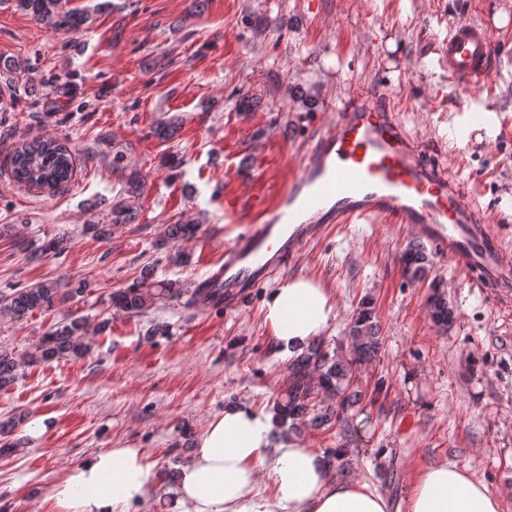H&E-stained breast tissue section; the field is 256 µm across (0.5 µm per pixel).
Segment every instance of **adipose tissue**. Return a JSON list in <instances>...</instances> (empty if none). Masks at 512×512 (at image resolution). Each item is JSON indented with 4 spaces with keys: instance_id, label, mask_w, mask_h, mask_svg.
I'll return each instance as SVG.
<instances>
[{
    "instance_id": "ef3b65f1",
    "label": "adipose tissue",
    "mask_w": 512,
    "mask_h": 512,
    "mask_svg": "<svg viewBox=\"0 0 512 512\" xmlns=\"http://www.w3.org/2000/svg\"><path fill=\"white\" fill-rule=\"evenodd\" d=\"M278 345L302 351L336 318V303L318 282L281 281L263 302ZM272 418L245 403L227 405L208 424L181 469L177 512H503L502 499L468 469L442 462L414 481L402 507L367 483L332 477L325 459L303 443H273ZM158 475L139 449L105 448L66 468L52 487L56 512H134Z\"/></svg>"
}]
</instances>
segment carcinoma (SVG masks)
<instances>
[{
	"label": "carcinoma",
	"mask_w": 512,
	"mask_h": 512,
	"mask_svg": "<svg viewBox=\"0 0 512 512\" xmlns=\"http://www.w3.org/2000/svg\"><path fill=\"white\" fill-rule=\"evenodd\" d=\"M16 6L39 25L53 31H77L88 16L63 9L61 0H15ZM182 119L172 115L159 121L151 134L163 142L179 134ZM124 154L112 155V168L126 171L123 189L110 207L111 223L131 224L138 215L139 201L145 193V182L137 170H127ZM11 176L18 184L37 187L52 192L65 189L74 174V154L67 143L57 138H35L20 142L10 157ZM200 225L192 221L170 224L165 241H183L193 238ZM406 278L420 280L427 276L428 257L419 244L410 247L402 258ZM89 288L88 281L63 280L52 284L13 288L0 299V315L16 321L34 310L49 311L68 301L83 296ZM163 299L186 301L188 305L211 303L223 299L219 288H198L196 285L177 281H158L154 268L147 265L133 283L111 295V305L130 315H142ZM429 312L434 322L446 326L453 320V310L440 292L432 285L428 300ZM350 347L359 361L372 360L380 350L379 328L374 312L368 306L358 312L350 328ZM91 349L87 342L85 321L72 316L41 336L29 350L16 354L0 349V391L17 383L21 371L36 364L61 359H78ZM290 384L284 396L274 406L275 420L279 427L296 429L297 422L309 421L322 427L340 417V412L355 406L362 393L350 390L351 363L337 353L326 349L320 339L314 340L291 364ZM22 421L14 416L0 422L1 452L20 448V440L11 435Z\"/></svg>",
	"instance_id": "obj_1"
}]
</instances>
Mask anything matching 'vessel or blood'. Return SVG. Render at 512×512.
Returning a JSON list of instances; mask_svg holds the SVG:
<instances>
[{"instance_id": "obj_1", "label": "vessel or blood", "mask_w": 512, "mask_h": 512, "mask_svg": "<svg viewBox=\"0 0 512 512\" xmlns=\"http://www.w3.org/2000/svg\"><path fill=\"white\" fill-rule=\"evenodd\" d=\"M493 32L463 19L448 33V74L462 92L487 84ZM375 87L354 88L335 118L310 141L308 157L271 201L254 207L250 225L225 246L224 262L204 279L224 291L235 312L273 275L335 224L385 217L405 225L438 257L452 261L472 287L512 303V252L483 220L473 196L446 165L432 160Z\"/></svg>"}]
</instances>
